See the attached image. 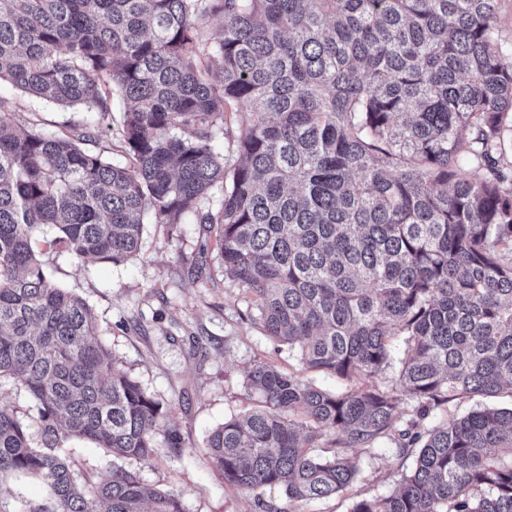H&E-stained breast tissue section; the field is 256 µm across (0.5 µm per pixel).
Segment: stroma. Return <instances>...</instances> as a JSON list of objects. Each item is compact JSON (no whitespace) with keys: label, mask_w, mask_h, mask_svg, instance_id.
<instances>
[{"label":"stroma","mask_w":512,"mask_h":512,"mask_svg":"<svg viewBox=\"0 0 512 512\" xmlns=\"http://www.w3.org/2000/svg\"><path fill=\"white\" fill-rule=\"evenodd\" d=\"M0 112L48 134L95 121L97 135L88 148L107 157L116 150L112 129L122 118L117 102L109 115L97 118L30 97L5 82L0 83ZM216 254L215 235L204 234L199 225L172 230L150 224L139 255L121 264H86L62 249L46 251L44 258L52 278L90 306L120 368L162 404L169 426L182 438L181 452L161 439L150 458L124 460V467L176 494L183 512H262L253 494L225 484L206 446L225 418L256 408L245 387L251 364L271 362L328 392L347 391L349 384L304 369L297 352L270 339ZM135 320L140 329L132 328ZM61 452L77 474L96 480L110 474L108 456L90 441L67 439ZM352 457L360 469L357 481L336 496L303 504L302 512H351L356 500L390 495L413 465L388 439L372 451H353Z\"/></svg>","instance_id":"1"}]
</instances>
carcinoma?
Returning <instances> with one entry per match:
<instances>
[{"mask_svg":"<svg viewBox=\"0 0 512 512\" xmlns=\"http://www.w3.org/2000/svg\"><path fill=\"white\" fill-rule=\"evenodd\" d=\"M496 4L0 0V82L101 116L123 103L115 161L83 147L89 125L45 134L0 113V374L27 389L39 435L0 405V476L45 488L17 512H182L118 464L160 435L180 453L179 433L39 245L119 264L145 225L189 217L217 226L267 336L353 383L330 393L255 362L261 409L208 438L225 483L259 502L326 498L358 478L348 451L393 437L413 467L351 512H512V408L448 417L456 399L512 394V66ZM242 110L228 157L214 127ZM67 438L105 449L111 475L79 479Z\"/></svg>","mask_w":512,"mask_h":512,"instance_id":"carcinoma-1","label":"carcinoma"}]
</instances>
